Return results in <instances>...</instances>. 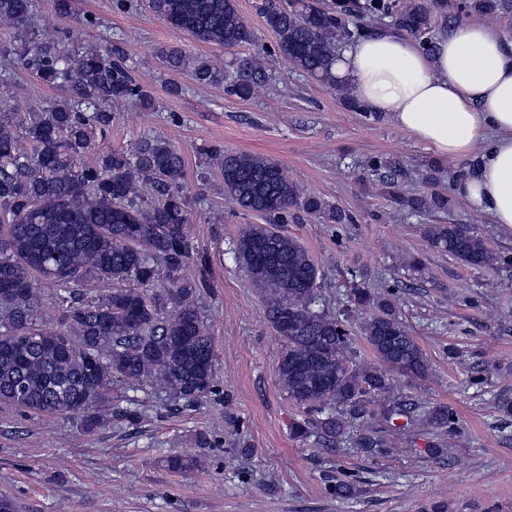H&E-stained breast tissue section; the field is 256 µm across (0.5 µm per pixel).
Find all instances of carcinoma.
I'll use <instances>...</instances> for the list:
<instances>
[{"label": "carcinoma", "instance_id": "obj_1", "mask_svg": "<svg viewBox=\"0 0 512 512\" xmlns=\"http://www.w3.org/2000/svg\"><path fill=\"white\" fill-rule=\"evenodd\" d=\"M447 7V0H263L261 15L282 58L360 112L353 92L333 74L342 47L388 26L428 50L435 18ZM149 8L203 43L231 50L254 40L237 0H149ZM464 10L511 17L512 0H466ZM35 17L33 0H0V22L9 21L24 39V64L69 96L25 112L0 110V405L25 416L71 417L91 433L114 418L139 417L136 407L112 408V382L135 390L157 380L191 406L217 394V356L195 302L204 280L183 275L193 260L183 155L165 140L145 137L129 152L84 161L96 135L112 125V104L146 102L149 92L124 62L95 49L64 51L38 37ZM193 79L222 82L227 93L248 98L266 83V73L256 57L231 70L201 58ZM205 154L216 161L232 202L265 218L240 230L233 252L263 291L268 322L285 347L279 382L306 412L292 433L346 442L375 400L391 392L394 376H429L425 353L395 316L391 298L376 304L370 291L357 288L351 302L372 308L363 330L375 361L353 363L350 326L312 308L319 278L313 258L275 229L299 212L326 224H343L345 215L303 195L271 157L215 147ZM367 171L391 188L406 176L380 158L368 161ZM394 199L411 214L450 205L444 192ZM424 237L470 268L508 263L463 224H428ZM37 276L54 287L57 322L42 310ZM91 282L116 288L99 297L86 292ZM427 418L437 429L459 426L445 405L429 409Z\"/></svg>", "mask_w": 512, "mask_h": 512}]
</instances>
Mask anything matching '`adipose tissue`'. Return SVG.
<instances>
[{
  "label": "adipose tissue",
  "instance_id": "obj_1",
  "mask_svg": "<svg viewBox=\"0 0 512 512\" xmlns=\"http://www.w3.org/2000/svg\"><path fill=\"white\" fill-rule=\"evenodd\" d=\"M433 51L381 29L335 66L360 104L431 145L472 160L455 192L512 228V39L477 21L438 28Z\"/></svg>",
  "mask_w": 512,
  "mask_h": 512
}]
</instances>
